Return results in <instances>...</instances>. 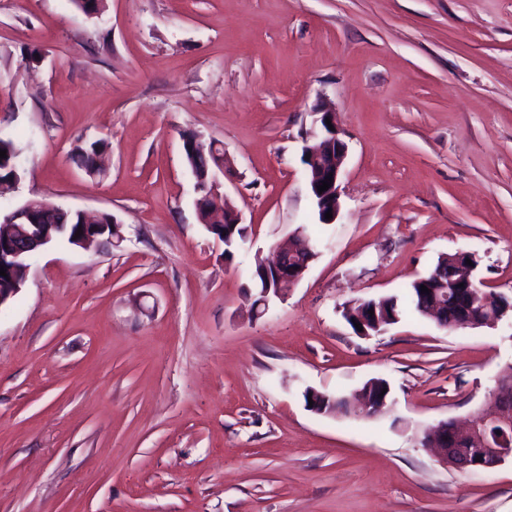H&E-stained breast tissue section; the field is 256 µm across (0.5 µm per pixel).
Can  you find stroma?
Segmentation results:
<instances>
[{
  "instance_id": "1",
  "label": "stroma",
  "mask_w": 512,
  "mask_h": 512,
  "mask_svg": "<svg viewBox=\"0 0 512 512\" xmlns=\"http://www.w3.org/2000/svg\"><path fill=\"white\" fill-rule=\"evenodd\" d=\"M322 103L348 146L329 225L301 160ZM188 131L229 159L232 251L198 220ZM0 138L24 169L0 207L124 235L41 252L0 307V512H512V460L421 443L489 409L512 321L360 336L342 315L458 250L512 299V0H0ZM96 139L102 177L75 161ZM300 227L325 249L251 315L257 260ZM373 377L376 418L305 404Z\"/></svg>"
}]
</instances>
